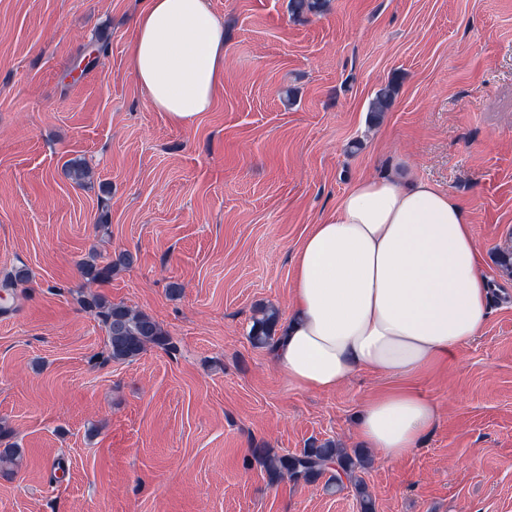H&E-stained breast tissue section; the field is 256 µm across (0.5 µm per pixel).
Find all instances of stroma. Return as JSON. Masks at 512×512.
Here are the masks:
<instances>
[{
  "mask_svg": "<svg viewBox=\"0 0 512 512\" xmlns=\"http://www.w3.org/2000/svg\"><path fill=\"white\" fill-rule=\"evenodd\" d=\"M147 0H0V424L25 452L0 512H360L351 485L270 482L255 448L333 441L393 378L288 385L249 333L287 321L295 252L360 178L411 173L468 209L492 290L448 369L414 380L440 417L409 456L370 452L376 512H512V0H208L224 21L210 111L170 124L131 72ZM397 81L378 125L367 108ZM86 163L80 186L64 165ZM129 269L87 285L89 250ZM179 285L171 295V285ZM171 336L108 360L81 291ZM327 2L328 0H289L288 10L294 20H301L324 12ZM277 318L278 314L274 308H267L262 311V317L256 321L251 335L254 346L265 347L271 344L274 339L273 330Z\"/></svg>",
  "mask_w": 512,
  "mask_h": 512,
  "instance_id": "obj_1",
  "label": "stroma"
}]
</instances>
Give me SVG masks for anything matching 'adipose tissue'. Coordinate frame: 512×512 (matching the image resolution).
I'll return each mask as SVG.
<instances>
[{
	"mask_svg": "<svg viewBox=\"0 0 512 512\" xmlns=\"http://www.w3.org/2000/svg\"><path fill=\"white\" fill-rule=\"evenodd\" d=\"M131 68L155 111L185 126L209 111L224 77V22L208 0H148L134 21ZM294 316L275 365L291 386L336 390L360 371L412 377L447 364L487 319L490 282L469 213L423 179L365 177L302 240ZM439 416L406 387L372 395L355 418L382 459L411 454Z\"/></svg>",
	"mask_w": 512,
	"mask_h": 512,
	"instance_id": "obj_1",
	"label": "adipose tissue"
}]
</instances>
